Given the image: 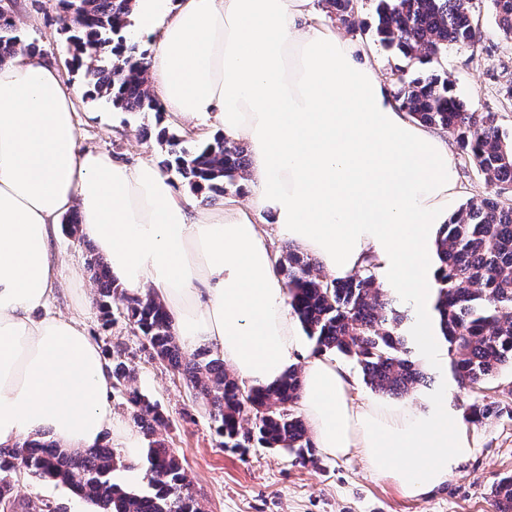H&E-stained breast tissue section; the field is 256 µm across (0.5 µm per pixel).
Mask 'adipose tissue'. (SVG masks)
I'll return each instance as SVG.
<instances>
[{"label":"adipose tissue","mask_w":512,"mask_h":512,"mask_svg":"<svg viewBox=\"0 0 512 512\" xmlns=\"http://www.w3.org/2000/svg\"><path fill=\"white\" fill-rule=\"evenodd\" d=\"M311 0H136V36L167 122L207 121L250 150L248 200L195 209L152 160L81 148L76 93L44 57L0 65V447L48 439L84 450L139 436L112 412V375L61 287L52 243L63 215L115 283L150 291L187 348L209 344L240 380L277 383L299 350L296 320L263 225L336 278L379 263L429 317L435 236L458 190L448 145L413 121L361 46ZM302 412L317 448L359 451L410 497L447 482L473 452L447 398L354 399L336 361L307 359Z\"/></svg>","instance_id":"1"}]
</instances>
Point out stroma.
Wrapping results in <instances>:
<instances>
[{
    "mask_svg": "<svg viewBox=\"0 0 512 512\" xmlns=\"http://www.w3.org/2000/svg\"><path fill=\"white\" fill-rule=\"evenodd\" d=\"M357 2L355 23L345 33L375 63L389 92H396L398 68L407 67L412 75L419 68L405 66L403 59L376 40L373 0ZM17 4L15 20L26 40L42 48L44 58L57 67L65 84L82 89V76L67 65L56 0H17ZM475 18L482 31L480 42L468 49H450L432 66L447 72L459 96L474 101L479 111L494 114L501 130L512 138V100L503 91L512 83V43L501 37L486 0L477 4ZM76 121L83 145L127 160L147 155L159 162L166 157L156 140L141 135L145 127L153 133L164 129V115L130 114L114 109L110 102L80 96ZM448 155L458 178L457 204L477 202L492 193V186L461 155L456 143H449ZM55 249L63 263L64 288L51 308L66 313L78 303L81 287H92L87 263L98 250L64 226ZM84 321L103 354L119 353L135 372L131 388L113 391V412L131 422L127 393L132 388L158 405L168 419L167 428L158 435L174 449L188 473L202 512H493L492 487L512 475L511 366L502 367L484 389L471 391L454 381L446 344H439L433 357L413 350V359L431 375L432 383L418 387L410 401L425 411L436 394H447L448 408L465 422L474 452L458 464L446 484L409 498L392 480L373 475L356 451L336 458L318 450L301 458L280 448L225 447L196 390L150 358L140 335L124 317L121 300L113 301L110 320H103L94 307ZM475 403L492 405L494 415L471 421L469 411ZM14 500L12 512H39L46 502L66 507L68 512L75 508V497L66 486L23 473L15 478Z\"/></svg>",
    "mask_w": 512,
    "mask_h": 512,
    "instance_id": "1",
    "label": "stroma"
}]
</instances>
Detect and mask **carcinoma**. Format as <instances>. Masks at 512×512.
Returning a JSON list of instances; mask_svg holds the SVG:
<instances>
[{
	"label": "carcinoma",
	"instance_id": "obj_1",
	"mask_svg": "<svg viewBox=\"0 0 512 512\" xmlns=\"http://www.w3.org/2000/svg\"><path fill=\"white\" fill-rule=\"evenodd\" d=\"M67 34L71 65L83 70L87 95L104 99L122 112H161L162 105L146 78L147 50L130 39L134 0H57ZM328 13L340 22L354 16L356 0H325ZM16 0H0V64L9 61L20 37L14 20ZM499 32L512 38V0H490ZM375 35L380 44L409 61L426 64L448 49L473 45L479 34L472 0H376ZM395 100L412 119L439 128L456 141L461 155L473 161L496 196L461 205L440 225L436 240L435 311L448 346L451 372L459 386L480 390L505 365H512V140L496 118L478 111L456 94L447 73L401 75ZM167 159L163 166L182 177L190 190L211 200L233 188L243 191L249 167L247 150L219 133L194 147L164 131L158 135ZM288 289V305L314 352L335 351L354 357L369 387L402 399L429 376L409 359V314L396 305L375 271L344 279L320 275L314 259L288 248L276 262ZM97 307L104 320L112 315V298L126 301L125 317L140 334L152 359L184 375L207 404L216 432L226 448H282L305 457L313 444L296 408L302 394L297 368L274 386L245 387L224 369L209 350L187 354L174 333L163 303L150 295L128 294L109 275L107 262L92 258ZM112 387L130 378L120 358L112 359ZM127 402L135 423L148 437L166 418L158 405L137 391ZM253 417L245 429L241 420ZM121 463L112 446L69 450L53 443L28 441L19 448H0V512H10L12 473L61 483L81 499H95L104 512H201L190 491L191 481L173 449L161 441L148 451L151 491L126 492L112 481ZM495 512H512V477L491 491Z\"/></svg>",
	"mask_w": 512,
	"mask_h": 512
}]
</instances>
